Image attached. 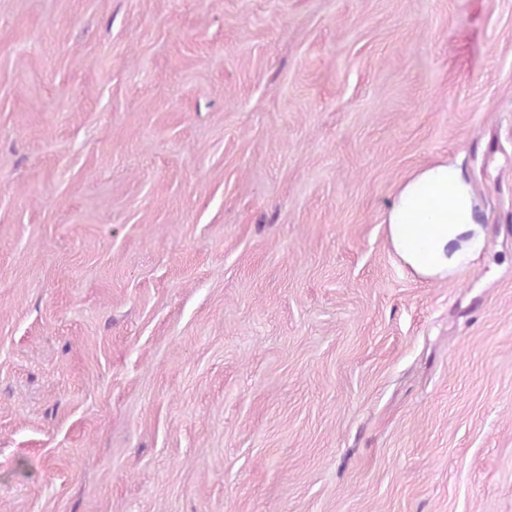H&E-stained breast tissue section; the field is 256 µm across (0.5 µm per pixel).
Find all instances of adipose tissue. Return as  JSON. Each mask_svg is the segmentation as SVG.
<instances>
[{"label":"adipose tissue","mask_w":512,"mask_h":512,"mask_svg":"<svg viewBox=\"0 0 512 512\" xmlns=\"http://www.w3.org/2000/svg\"><path fill=\"white\" fill-rule=\"evenodd\" d=\"M463 171L431 162L401 181L383 219L395 254L415 274L450 280L482 253L485 229Z\"/></svg>","instance_id":"1"}]
</instances>
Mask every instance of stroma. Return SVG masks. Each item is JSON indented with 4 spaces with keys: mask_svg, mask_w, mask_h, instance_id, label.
I'll return each instance as SVG.
<instances>
[{
    "mask_svg": "<svg viewBox=\"0 0 512 512\" xmlns=\"http://www.w3.org/2000/svg\"><path fill=\"white\" fill-rule=\"evenodd\" d=\"M0 512H512V0H0ZM478 211L463 171L448 161L431 162L398 184L383 224L393 251L415 274L450 280L484 249Z\"/></svg>",
    "mask_w": 512,
    "mask_h": 512,
    "instance_id": "stroma-1",
    "label": "stroma"
}]
</instances>
